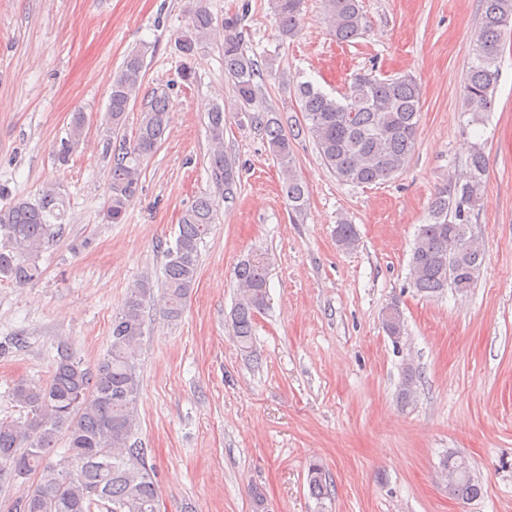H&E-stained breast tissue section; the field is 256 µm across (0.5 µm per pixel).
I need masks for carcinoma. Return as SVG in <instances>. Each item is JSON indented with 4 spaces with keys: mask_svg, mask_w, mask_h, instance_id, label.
Here are the masks:
<instances>
[{
    "mask_svg": "<svg viewBox=\"0 0 512 512\" xmlns=\"http://www.w3.org/2000/svg\"><path fill=\"white\" fill-rule=\"evenodd\" d=\"M479 31L472 60L462 86L464 111L478 121L494 107L500 76V56L506 34L512 32V0H480ZM302 0H275L280 35L290 37L301 20ZM324 18L336 40L348 43L359 35L363 14L359 0H323ZM215 28L211 14L198 9L180 48L189 56L208 40ZM146 46L131 50L112 77L106 107V125L116 133L125 124L142 79ZM224 74L232 81L238 110H253L258 94V62L247 55L234 25L225 26ZM304 126H284L271 112L263 131L282 176V192L295 217L307 205V188L296 171L292 139L308 132L327 169L355 185L384 184L406 167L414 150L421 94L410 75L379 79L370 73L352 77L343 100L323 93L309 81L295 86ZM170 123L167 98L154 96L141 110L133 139L119 140L113 150L108 182L109 216L117 221L139 188L141 166L158 148ZM213 149L209 156L212 181L231 192L236 184L234 163L224 155V110L209 114ZM486 159L481 145L473 146L467 170L448 181L435 195L427 223L419 226L409 262L412 287L424 295L451 288L466 293L475 284L483 262L481 250L470 241L471 214L483 200ZM58 198L46 192L35 204L18 200L0 208V282L18 287L39 278L40 257L50 239L63 233ZM216 208L209 196H200L180 219L174 246L166 251L162 313L169 321L181 318L197 281L200 243L215 223ZM338 243L352 249L358 242L354 225L342 220L336 227ZM269 262L262 254L242 259L235 269L237 298L231 322L232 336L245 352H252L257 312L268 301ZM153 295L147 280L130 289L123 307L112 318L110 347L96 365L88 367L65 345L57 347L50 377L45 382H17L9 397L25 409L24 420H0V482L35 478L28 493L15 499L9 512H159L155 472L147 462L148 449L132 441L140 391L139 356L145 330V308ZM383 328L389 336H404L400 310L386 308ZM420 374L404 367L398 391L402 406L415 398ZM65 432L67 451L76 470L58 472L46 457ZM440 473L448 494L462 501L479 497L480 482L463 460L443 455ZM308 488L315 498L331 495L332 480L323 464L307 471Z\"/></svg>",
    "mask_w": 512,
    "mask_h": 512,
    "instance_id": "1",
    "label": "carcinoma"
}]
</instances>
